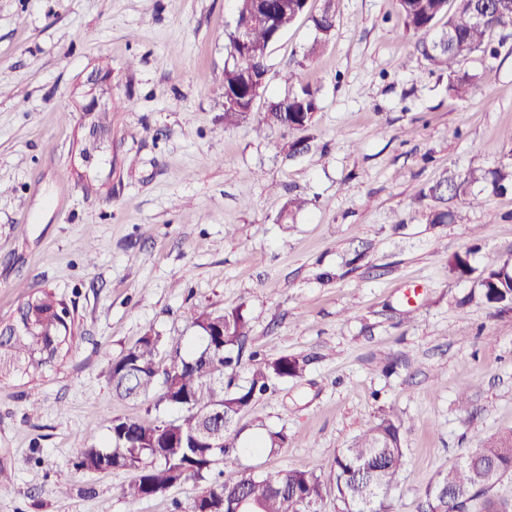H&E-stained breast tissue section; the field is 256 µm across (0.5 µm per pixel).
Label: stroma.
Segmentation results:
<instances>
[{"label": "stroma", "instance_id": "35a3bbf8", "mask_svg": "<svg viewBox=\"0 0 512 512\" xmlns=\"http://www.w3.org/2000/svg\"><path fill=\"white\" fill-rule=\"evenodd\" d=\"M329 44L303 58L308 19L269 48L266 99L283 75L317 88L314 140L224 126L232 0H0V321L49 291L74 315L72 347L42 375L0 381V512H176L204 487L186 482L130 503V471L75 470L112 418H147L113 397L106 365L145 331L185 345L193 310L243 307L244 354L309 358L240 421L244 469L328 473L340 448L392 414L407 463L392 496L421 512L439 473L512 430V311L473 300L478 271L512 259V191L430 224L426 190L447 169L499 161L512 144V47L473 55L461 100L417 51L397 0H339ZM112 68V110L83 156L97 113L81 84ZM307 199L293 222L288 196ZM470 253L472 274L448 262ZM471 397L469 410L458 404ZM293 441L249 446L267 430ZM67 495H56V487Z\"/></svg>", "mask_w": 512, "mask_h": 512}]
</instances>
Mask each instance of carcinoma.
I'll return each mask as SVG.
<instances>
[{"mask_svg": "<svg viewBox=\"0 0 512 512\" xmlns=\"http://www.w3.org/2000/svg\"><path fill=\"white\" fill-rule=\"evenodd\" d=\"M404 30L419 39L422 56L447 74L448 94L466 99L475 77L461 72V60L479 53L498 56V47L512 41V0H398ZM308 11V0H234V27L228 33L232 62L224 65V92L235 99L224 104V126L249 120L257 132L288 129L306 131L319 110L318 91L300 86L267 101L265 111L253 112L264 93L269 72L268 49ZM266 14L265 23L255 19ZM315 37L304 58L313 59L331 39L337 23L336 0H324L311 16ZM499 35L498 46L488 41ZM512 188V153L489 171L447 172L423 196L440 206L427 214V223L453 221V204H470L478 196H496ZM480 298L512 310V260L484 267ZM192 340L173 347L159 359L162 337L149 330L136 345L108 361L112 392L119 398L154 401V408H174L172 418L149 421L115 417L106 446L85 448L74 463L79 471L135 473L131 482L113 492L135 503L183 482H206L188 512H237L245 493L262 512H319L332 489L340 512H395L391 491L406 463L401 425L383 414L333 456L329 477L315 471L281 469L265 474L242 472L233 482L207 480L216 466L233 460L239 416L276 383L299 378L307 360L282 356L274 360L251 354L248 380L235 382L250 317L239 308L214 312L199 309L190 317ZM73 319L68 306L49 293L28 294L0 331V379L16 373H38L69 352ZM289 436L271 432L261 447L271 453ZM480 454L467 452L425 490L422 512H512V497L498 493L512 477V433L486 439ZM451 493L439 494L442 486Z\"/></svg>", "mask_w": 512, "mask_h": 512, "instance_id": "obj_1", "label": "carcinoma"}]
</instances>
